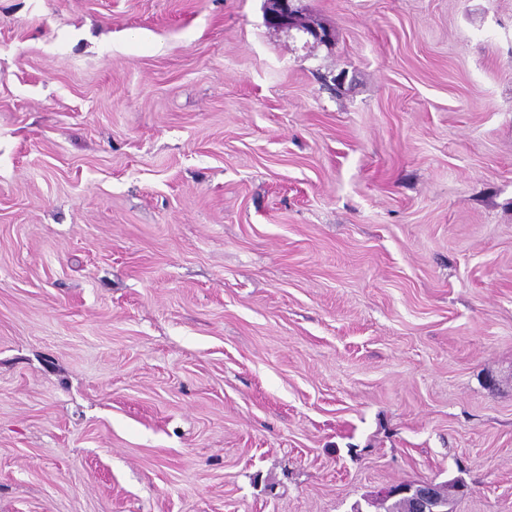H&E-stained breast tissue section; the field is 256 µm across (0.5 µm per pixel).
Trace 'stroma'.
<instances>
[{
  "instance_id": "35a3bbf8",
  "label": "stroma",
  "mask_w": 512,
  "mask_h": 512,
  "mask_svg": "<svg viewBox=\"0 0 512 512\" xmlns=\"http://www.w3.org/2000/svg\"><path fill=\"white\" fill-rule=\"evenodd\" d=\"M0 0V512H512V0ZM297 1L300 0H267L266 23L278 29H295L300 12L296 6ZM436 488H439V485L433 481H421L403 489L397 488V485L384 488L379 491L377 496L380 500L398 496L389 504H387L389 501L379 503L384 512H408L409 501L413 512H447V506L437 500ZM403 495L408 496L409 501Z\"/></svg>"
}]
</instances>
